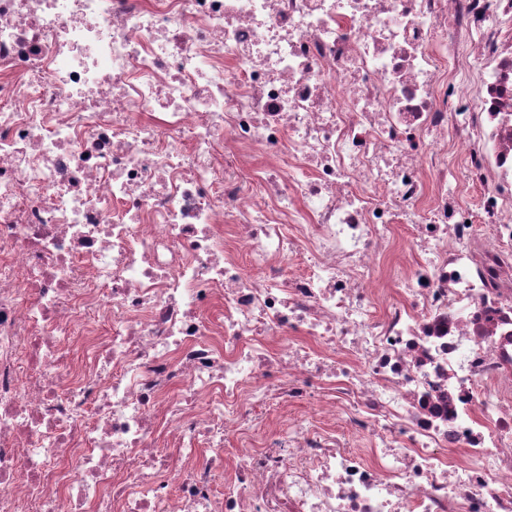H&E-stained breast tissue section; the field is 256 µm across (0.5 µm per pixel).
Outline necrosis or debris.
I'll list each match as a JSON object with an SVG mask.
<instances>
[{"label":"necrosis or debris","mask_w":512,"mask_h":512,"mask_svg":"<svg viewBox=\"0 0 512 512\" xmlns=\"http://www.w3.org/2000/svg\"><path fill=\"white\" fill-rule=\"evenodd\" d=\"M0 512H512V0H0Z\"/></svg>","instance_id":"4bbe7bcc"}]
</instances>
